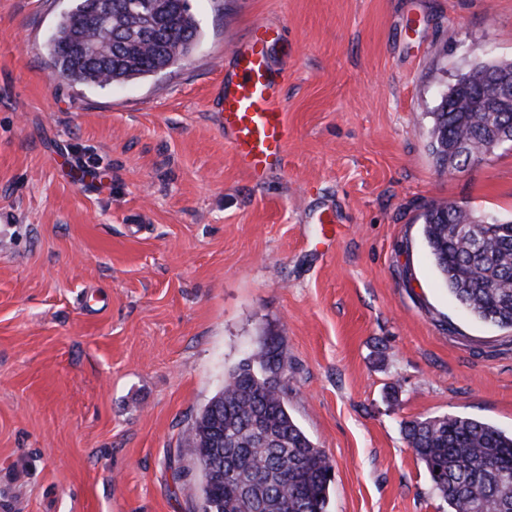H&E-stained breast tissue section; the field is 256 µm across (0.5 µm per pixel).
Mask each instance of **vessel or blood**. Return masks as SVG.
Returning a JSON list of instances; mask_svg holds the SVG:
<instances>
[{"label": "vessel or blood", "instance_id": "vessel-or-blood-1", "mask_svg": "<svg viewBox=\"0 0 512 512\" xmlns=\"http://www.w3.org/2000/svg\"><path fill=\"white\" fill-rule=\"evenodd\" d=\"M270 28L258 25L234 48L238 76L217 99L224 137L238 164L253 179L286 164L288 123L279 74L268 58Z\"/></svg>", "mask_w": 512, "mask_h": 512}]
</instances>
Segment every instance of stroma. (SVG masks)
<instances>
[{
  "label": "stroma",
  "instance_id": "stroma-1",
  "mask_svg": "<svg viewBox=\"0 0 512 512\" xmlns=\"http://www.w3.org/2000/svg\"><path fill=\"white\" fill-rule=\"evenodd\" d=\"M71 4L0 0V512H196L188 431L271 341L328 512H448L403 424L512 432V330L462 311L421 214L511 218L512 147L438 167L431 111L512 60V0H188L192 53L104 88L51 74ZM256 23L290 132L258 181L214 101Z\"/></svg>",
  "mask_w": 512,
  "mask_h": 512
}]
</instances>
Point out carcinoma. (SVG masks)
Masks as SVG:
<instances>
[{
  "mask_svg": "<svg viewBox=\"0 0 512 512\" xmlns=\"http://www.w3.org/2000/svg\"><path fill=\"white\" fill-rule=\"evenodd\" d=\"M198 25L186 0H73L47 45L52 74L99 87L161 73L188 56ZM512 75V61L478 64L468 83L434 107L431 146L444 167L512 143V108L480 88L484 69ZM473 209L434 203L422 214L433 263L472 316L512 330V220L482 224ZM277 345L233 367L189 437L204 476L202 512H327L332 465L288 410ZM405 440L448 503V512H512V433L471 417L404 423Z\"/></svg>",
  "mask_w": 512,
  "mask_h": 512,
  "instance_id": "1",
  "label": "carcinoma"
}]
</instances>
